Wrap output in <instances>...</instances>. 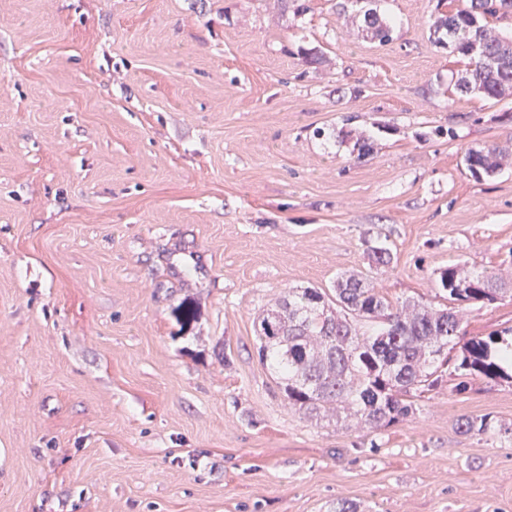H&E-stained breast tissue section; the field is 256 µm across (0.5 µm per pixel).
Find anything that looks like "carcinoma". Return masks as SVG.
<instances>
[{"label":"carcinoma","instance_id":"carcinoma-1","mask_svg":"<svg viewBox=\"0 0 512 512\" xmlns=\"http://www.w3.org/2000/svg\"><path fill=\"white\" fill-rule=\"evenodd\" d=\"M475 0L433 19L434 32L445 30L448 45L465 61L457 83L462 93H480L497 99L512 91V37L489 32L479 19L512 13V0ZM367 29L387 41L390 27L374 9ZM481 53L472 52L475 42ZM499 149H472L465 155L468 170L477 178L493 175ZM440 310L405 301L394 304L366 278L351 274L336 279L333 295L315 288H290L276 299L257 330L259 352L276 375V386L288 407L311 418L334 415L358 429L378 431L415 415L414 392L435 387L436 374L456 352L455 390L469 380L509 377L497 357L508 345L500 336H463L457 308L491 302L503 296L500 278L488 270L464 272L450 265L439 272ZM459 429L485 433V418L463 416Z\"/></svg>","mask_w":512,"mask_h":512}]
</instances>
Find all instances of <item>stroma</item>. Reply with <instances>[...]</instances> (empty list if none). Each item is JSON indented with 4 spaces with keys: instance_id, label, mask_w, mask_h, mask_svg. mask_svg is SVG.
<instances>
[{
    "instance_id": "35a3bbf8",
    "label": "stroma",
    "mask_w": 512,
    "mask_h": 512,
    "mask_svg": "<svg viewBox=\"0 0 512 512\" xmlns=\"http://www.w3.org/2000/svg\"><path fill=\"white\" fill-rule=\"evenodd\" d=\"M453 7L378 0L382 43L360 0H0V512H512V382L358 431L256 341L343 274L438 309L448 265L512 276V95L457 93ZM499 149L493 146L472 149L465 155V164L468 170L476 177L491 176L498 168V158L501 157Z\"/></svg>"
}]
</instances>
